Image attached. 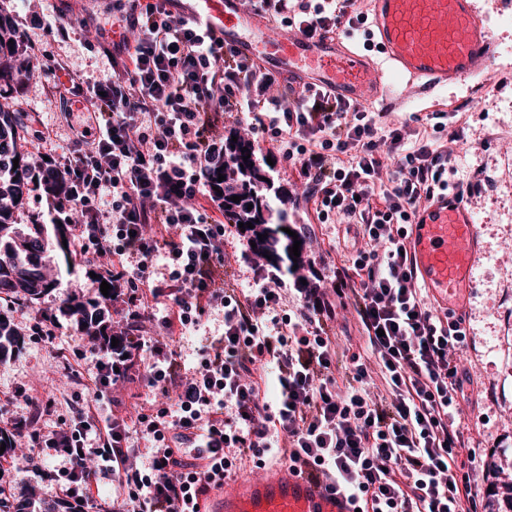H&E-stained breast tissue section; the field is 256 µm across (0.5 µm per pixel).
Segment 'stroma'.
<instances>
[{
	"label": "stroma",
	"mask_w": 512,
	"mask_h": 512,
	"mask_svg": "<svg viewBox=\"0 0 512 512\" xmlns=\"http://www.w3.org/2000/svg\"><path fill=\"white\" fill-rule=\"evenodd\" d=\"M55 10L65 18L79 14V0H28L22 17L43 54L67 62L74 73L97 79L112 73L106 58L90 51L89 33L76 28L67 43L44 29V12ZM492 35L499 41V58L482 77L469 80L460 93L455 110L465 124V137L454 143L459 175L482 170L486 184L481 193L469 197L485 256L476 271L468 335L458 358L484 391L479 407L465 408L461 415L464 436L476 451L474 479L480 492H487L494 475L491 464L512 469V11L493 16ZM49 90L38 73L27 86L18 82L0 88V103L22 120L17 143L22 153L34 145L33 133L52 130L57 151H64L70 129L59 102H48ZM46 271L60 279L61 286L25 312L12 314L11 324L25 331L41 312L54 313L63 333L55 348L25 342L0 360V420L19 413L23 406L5 397L21 387L42 384L54 376L51 396L58 413H68L72 388L64 369L62 349L81 340L74 321L66 314L67 303L76 297H93L97 291L85 268L65 266L53 258Z\"/></svg>",
	"instance_id": "stroma-1"
}]
</instances>
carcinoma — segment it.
<instances>
[{"mask_svg":"<svg viewBox=\"0 0 512 512\" xmlns=\"http://www.w3.org/2000/svg\"><path fill=\"white\" fill-rule=\"evenodd\" d=\"M20 43L13 27L0 19V81L13 80L21 75L19 62ZM20 123L15 113L0 107V156L15 148ZM250 155L245 160L243 156ZM272 166L260 162L252 141L244 135L237 141L227 138L224 142V214L234 223L250 222L251 235L258 252L267 254L283 267H288L289 248L294 239L284 229H294L288 214V199L283 194L274 195L269 189L268 170ZM29 174L24 159L18 167H8L0 161V287L20 299L32 303L48 295L56 282L45 274L42 254L47 250V225L35 230L29 225L14 223L12 213L24 195ZM232 196L241 200L234 202ZM267 238L259 240L258 235ZM67 313L83 326L88 336L101 334L105 323L103 308L96 300L73 301ZM18 337L8 322L0 319V356L16 346ZM490 496L497 501V512H512V482L492 484Z\"/></svg>","mask_w":512,"mask_h":512,"instance_id":"cac0c4a2","label":"carcinoma"}]
</instances>
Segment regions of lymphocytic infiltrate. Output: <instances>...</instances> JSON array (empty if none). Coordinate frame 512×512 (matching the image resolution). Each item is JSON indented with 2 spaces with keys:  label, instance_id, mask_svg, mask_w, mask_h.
Wrapping results in <instances>:
<instances>
[{
  "label": "lymphocytic infiltrate",
  "instance_id": "obj_1",
  "mask_svg": "<svg viewBox=\"0 0 512 512\" xmlns=\"http://www.w3.org/2000/svg\"><path fill=\"white\" fill-rule=\"evenodd\" d=\"M248 2L307 38L367 25L360 0ZM112 25L113 42L95 45L111 79L44 64L61 105L86 103L87 125L62 155L41 134L30 171L37 183L54 174L46 221L74 225V252L105 273L119 321L66 355L68 415L49 392L20 390L27 410L0 443L24 445L22 463L67 512H196L246 458L309 463L361 512H481L457 422L480 396L457 359L465 321L432 311L406 253L418 207L484 186L448 181L463 130L444 112L428 134L383 124L225 49L163 0H114ZM228 112L297 171L317 223L354 225L361 247L286 271L225 222ZM229 263L246 269L242 284L216 279ZM350 310L365 352L340 365L331 325ZM186 336L200 339L190 363L172 347ZM105 479L111 495L93 496Z\"/></svg>",
  "mask_w": 512,
  "mask_h": 512
}]
</instances>
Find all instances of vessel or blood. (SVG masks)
<instances>
[{
    "mask_svg": "<svg viewBox=\"0 0 512 512\" xmlns=\"http://www.w3.org/2000/svg\"><path fill=\"white\" fill-rule=\"evenodd\" d=\"M368 33L378 56L339 35L308 39L237 0H180L185 19H202L240 57L266 64L298 84H316L342 100L403 106L398 81L429 94L457 87L490 65L496 44L483 0H368ZM417 279L439 313L466 316L474 272L484 256L474 215L458 195H438L409 226ZM353 498L309 477L306 467L262 464L213 490L207 512H355Z\"/></svg>",
    "mask_w": 512,
    "mask_h": 512,
    "instance_id": "obj_1",
    "label": "vessel or blood"
}]
</instances>
